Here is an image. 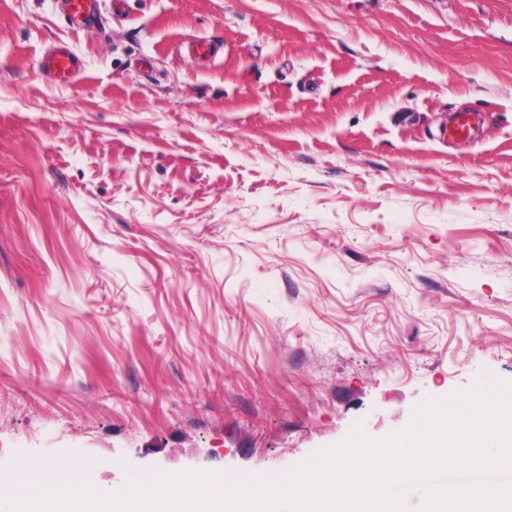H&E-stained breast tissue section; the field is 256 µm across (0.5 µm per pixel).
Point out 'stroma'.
<instances>
[{
  "instance_id": "35a3bbf8",
  "label": "stroma",
  "mask_w": 512,
  "mask_h": 512,
  "mask_svg": "<svg viewBox=\"0 0 512 512\" xmlns=\"http://www.w3.org/2000/svg\"><path fill=\"white\" fill-rule=\"evenodd\" d=\"M98 9L0 0V489L279 478L512 381V0ZM83 67V60L63 41H58L40 60L42 72L56 84L68 83ZM482 114L478 110L456 113L448 127L442 131V139H465L472 135V127L481 119Z\"/></svg>"
}]
</instances>
